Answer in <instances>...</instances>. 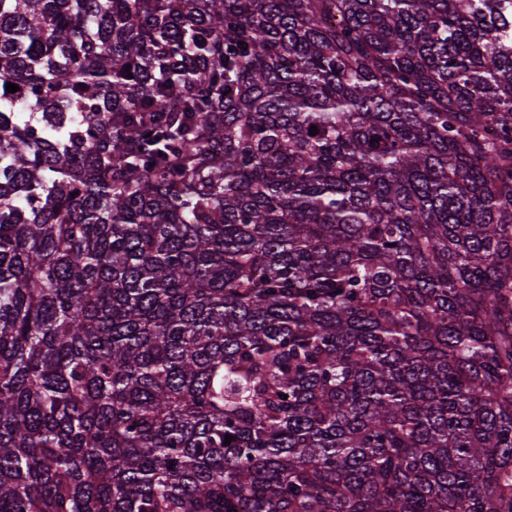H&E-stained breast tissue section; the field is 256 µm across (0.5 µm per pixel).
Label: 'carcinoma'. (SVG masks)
Segmentation results:
<instances>
[{"mask_svg":"<svg viewBox=\"0 0 512 512\" xmlns=\"http://www.w3.org/2000/svg\"><path fill=\"white\" fill-rule=\"evenodd\" d=\"M0 512H512V0H0Z\"/></svg>","mask_w":512,"mask_h":512,"instance_id":"1","label":"carcinoma"}]
</instances>
